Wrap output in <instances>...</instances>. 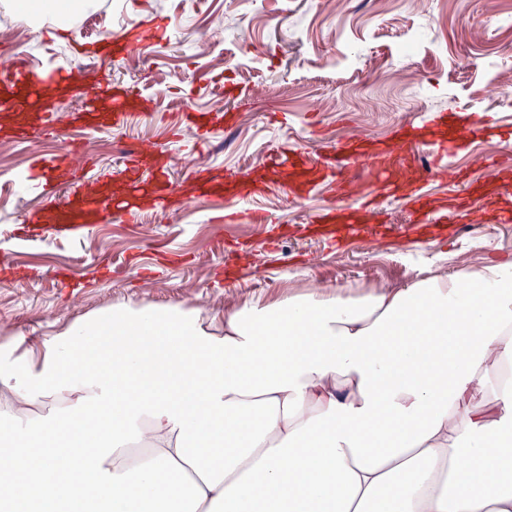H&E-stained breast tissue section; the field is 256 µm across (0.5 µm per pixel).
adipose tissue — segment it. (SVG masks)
I'll use <instances>...</instances> for the list:
<instances>
[{
  "label": "adipose tissue",
  "instance_id": "adipose-tissue-1",
  "mask_svg": "<svg viewBox=\"0 0 512 512\" xmlns=\"http://www.w3.org/2000/svg\"><path fill=\"white\" fill-rule=\"evenodd\" d=\"M0 512H512V261L15 337Z\"/></svg>",
  "mask_w": 512,
  "mask_h": 512
}]
</instances>
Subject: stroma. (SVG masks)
<instances>
[{
    "label": "stroma",
    "mask_w": 512,
    "mask_h": 512,
    "mask_svg": "<svg viewBox=\"0 0 512 512\" xmlns=\"http://www.w3.org/2000/svg\"><path fill=\"white\" fill-rule=\"evenodd\" d=\"M111 12L83 10L63 35L48 20L0 36V52L33 65L61 54L63 65L93 74L102 88L127 86L152 107L125 127L93 130L76 122L85 103L71 92L52 99L57 136L34 129L23 141L0 137V261L26 272L22 281H0V344L49 336L131 301L220 311L252 296L396 288L421 274L512 260V223L497 220L512 214V181L490 180L488 168L512 149V95L489 92L512 84V0L494 10L484 0H425L419 11L411 0H112ZM147 16L170 20L164 40L114 61L79 54L80 45ZM212 25L223 27V43L202 44L199 30ZM465 110L498 114L503 135L463 146L452 159L466 192L494 202L459 229L420 223L411 203L381 196L368 233L341 246L311 236L318 208L373 194L375 177L362 166L350 168L343 185L324 180L304 200L275 183L239 200L264 216L261 224L219 223L224 199L197 197L187 180L193 167L238 178L269 165L278 146L312 156L352 138L378 146L421 113ZM72 141L94 161L84 181L104 194L120 188L129 143L162 145L184 205L145 210L135 224L116 216L75 238L24 234L47 198L71 197L68 188L37 186L30 174ZM272 224L281 235L268 252Z\"/></svg>",
    "instance_id": "35a3bbf8"
}]
</instances>
